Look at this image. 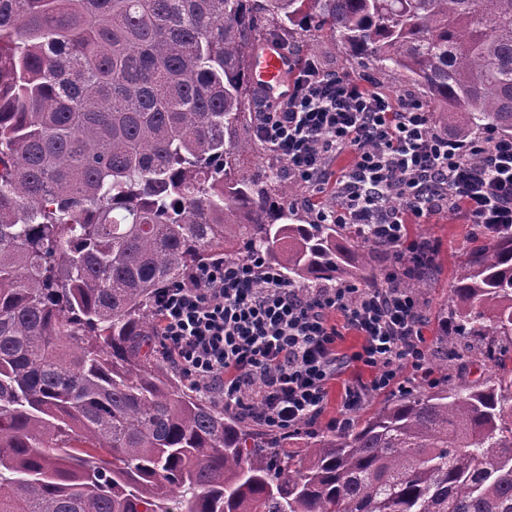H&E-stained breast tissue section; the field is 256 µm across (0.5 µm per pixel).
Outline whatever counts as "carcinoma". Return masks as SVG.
Listing matches in <instances>:
<instances>
[{"label": "carcinoma", "mask_w": 512, "mask_h": 512, "mask_svg": "<svg viewBox=\"0 0 512 512\" xmlns=\"http://www.w3.org/2000/svg\"><path fill=\"white\" fill-rule=\"evenodd\" d=\"M249 0H0V512H512V233L457 273L442 342L482 381L348 430H256L184 389L159 295L251 249L288 281L370 283L385 254L287 222L236 174ZM395 73L455 137L512 135V0H265Z\"/></svg>", "instance_id": "obj_1"}]
</instances>
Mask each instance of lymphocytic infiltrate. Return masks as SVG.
<instances>
[{
  "label": "lymphocytic infiltrate",
  "mask_w": 512,
  "mask_h": 512,
  "mask_svg": "<svg viewBox=\"0 0 512 512\" xmlns=\"http://www.w3.org/2000/svg\"><path fill=\"white\" fill-rule=\"evenodd\" d=\"M292 57L288 95L255 112L254 138L309 196L335 184L334 203L318 208L315 222L352 225L389 253V267L372 286H298L249 250L164 289L156 327L167 360L194 387L284 435L318 423L331 383L350 364L371 376L345 385L331 423L337 430L352 424L369 394L437 384L420 298L401 285L426 249L410 238L409 218L453 212L483 232H512V138L448 136L422 104L300 51ZM344 153L351 165L331 175L329 161ZM346 330L362 343L342 356L336 343Z\"/></svg>",
  "instance_id": "f902f5d3"
}]
</instances>
